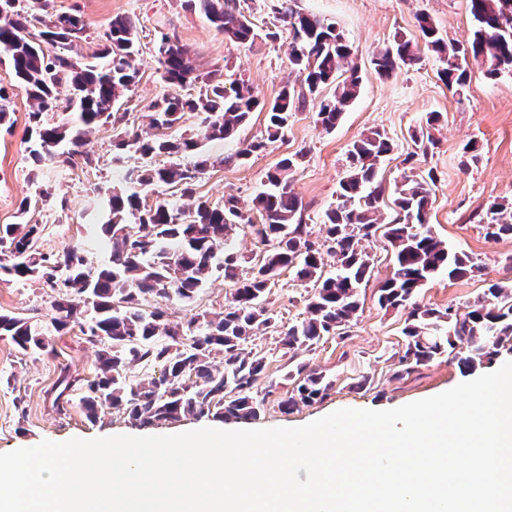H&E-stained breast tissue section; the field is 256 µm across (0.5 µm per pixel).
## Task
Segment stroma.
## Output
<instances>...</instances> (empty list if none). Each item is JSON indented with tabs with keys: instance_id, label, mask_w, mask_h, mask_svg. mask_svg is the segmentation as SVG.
<instances>
[{
	"instance_id": "obj_1",
	"label": "stroma",
	"mask_w": 512,
	"mask_h": 512,
	"mask_svg": "<svg viewBox=\"0 0 512 512\" xmlns=\"http://www.w3.org/2000/svg\"><path fill=\"white\" fill-rule=\"evenodd\" d=\"M54 5L57 11L84 20L88 38L77 47L84 56L100 49L99 37L113 17H132L137 28L139 76L122 106L127 114L125 125L99 126L86 135L80 155L37 166L29 155L27 132L32 102L24 88L15 85L11 71L0 65V86L11 88L14 108L11 130L0 132V225L43 224L40 252L58 254L78 247L93 265L108 263L109 255L98 242L96 220L105 214V191L112 185V141L123 130L147 127L150 103L168 91L158 71L160 36L177 38L200 71L218 70L244 78L260 98L270 100L289 77L292 36L282 20L289 6L335 23L344 34L362 76L360 94L330 131L317 123V107L311 102L295 113L277 140H268L265 115L256 112L235 139L206 142L205 153L214 157L260 140L266 146L252 154L247 164L209 168L196 184L197 196L212 202L231 195L251 200L261 191L266 171L284 157L301 154L292 188L304 205L302 218L312 240H321L324 213L336 202L352 142L363 132L378 130L394 145L380 170L386 188L394 189L404 174L434 171L431 228L453 250L467 254L478 265L473 275L462 279L444 274L434 277L417 292L415 302L440 311L451 307L462 314L488 284L512 286V237L489 238L485 227L492 203L512 206V73L492 79L473 62L467 84L456 91L439 79L436 54L423 48L415 64L388 77L379 76L370 63L373 51L391 43L395 35L420 45L419 24L424 17L447 42L468 45L474 31L469 0H232V7L246 14L258 32L247 44L225 38L192 0H54ZM432 112L440 116L432 130L435 144L427 154H416L410 135L425 125ZM470 142L477 148L474 160L464 152ZM44 189L52 198L41 203L37 197ZM26 197L33 205L23 215L19 203ZM363 246L372 267L361 288L356 318L344 334L327 337L300 356L310 370L332 380L333 387L324 398L288 411L280 406L293 382L286 377L289 356L275 329L302 319L310 292L286 271L267 296L275 326L258 332L253 341L255 349L267 357L274 382L272 389L258 391L264 409L257 418L218 420L188 415L168 425H139L112 408L103 409L98 419L88 418L75 401L60 412L53 407L51 389L61 368L92 373L95 346L85 342L76 328L54 335L56 353L52 356L22 354L9 338L0 337V453L45 439L162 436L202 427L227 431L297 427L340 408H396L494 371L491 363L473 370L462 368L459 359L466 355L467 346L460 343L454 352L396 377L406 346L402 334L406 312L381 307L378 302V289L393 271V249L380 235L364 241ZM54 297L45 285L0 278V310L33 318L45 329L54 316Z\"/></svg>"
}]
</instances>
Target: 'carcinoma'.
<instances>
[{
  "instance_id": "carcinoma-1",
  "label": "carcinoma",
  "mask_w": 512,
  "mask_h": 512,
  "mask_svg": "<svg viewBox=\"0 0 512 512\" xmlns=\"http://www.w3.org/2000/svg\"><path fill=\"white\" fill-rule=\"evenodd\" d=\"M217 30L228 39L246 43L257 36L253 23L228 0H192ZM476 26L469 49L443 39L436 27L422 19L420 30L427 49L444 67L439 78L455 89L468 80L467 54L485 66L489 77L512 72V0H469ZM291 26V72L299 83L286 81L271 101L260 100L242 78H226L215 71L200 72L188 50L164 36L158 46L161 80L170 88L200 83L199 96L167 93L149 105L147 131H126L113 140V161L134 154L149 163L125 169L112 184L108 215L101 232L110 248L109 264L87 265L82 251L69 248L55 255L37 249L44 227L40 224H1L0 254H23L9 263L0 262V277L39 281L57 290L52 307V329H41L29 317L0 312V336H7L23 352H54L50 336L77 324L87 341L100 344L94 375L83 378L70 368L61 369L53 406L61 411L69 393L80 391L79 405L94 418L98 408L124 411L138 423L174 422L186 415L255 418L263 407L257 398L263 382L273 383L265 358L249 346L257 332L272 326L265 306L267 295L280 274L311 286L302 321L278 331L279 343L297 357L324 337L343 330L360 308L359 290L371 267L362 241L384 229L394 249L392 275L379 288L383 307L408 309L402 329L407 339L397 375L410 374L419 365L467 343V355L459 358L466 369L493 362L506 348L512 351V289L493 283L462 315L443 312L412 302L424 284L440 275L460 279L478 269L469 256L451 251L429 225L436 177L433 170L406 175L395 189L391 215L383 221L386 189L378 179L379 168L393 151L390 139L378 130L362 134L349 150V170L336 191V205L325 213L322 243L310 240L303 223L301 200L294 194L290 175L300 155L285 158L265 174L267 189L249 203L229 196L222 203L195 197V183L209 167L240 162L261 150L256 142L234 154L213 159L203 153V142L233 138L251 112H266L267 131L275 138L288 128L294 112L309 100L318 102L316 121L331 131L357 99L361 77L349 65L352 52L335 24L292 9L286 13ZM102 50L108 63H79L71 56L50 53L49 48L73 46L86 40V24L75 15L59 13L53 0H0V52L33 101L29 113L34 148L33 163L60 157L65 142L83 144L87 133L126 120L119 112L122 99L138 77L136 24L129 17L112 19L104 34ZM418 60L417 46L403 39L373 53L375 71L389 76ZM67 86L66 103L75 122L47 123L46 112L60 107L58 88ZM12 97L0 87V129H10ZM188 112L203 114L201 130L173 137L166 130L180 124ZM198 157L191 168L180 159ZM158 187L179 195L176 204L146 196ZM492 214L487 236H512V212L501 203L489 207ZM251 228L254 239L269 249L250 259L227 249L229 235ZM336 260L326 269L325 257ZM223 274L233 287L230 304L219 312L202 311L185 321H171L158 305L141 307L148 296L190 306L214 273ZM94 315L81 322L86 306ZM159 367V375L131 378L136 366ZM298 384L281 401L288 410L323 398L332 388L325 376L307 371L299 362L292 367Z\"/></svg>"
}]
</instances>
